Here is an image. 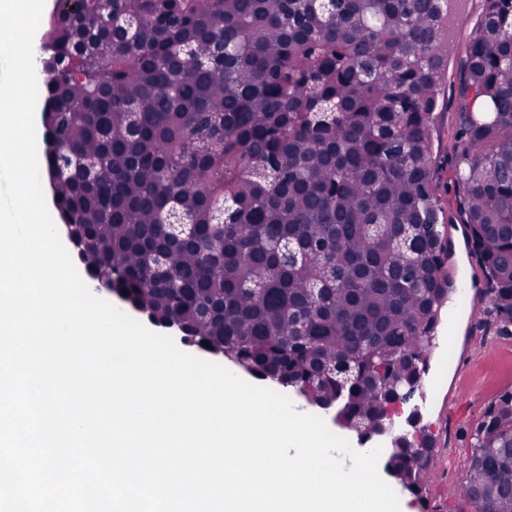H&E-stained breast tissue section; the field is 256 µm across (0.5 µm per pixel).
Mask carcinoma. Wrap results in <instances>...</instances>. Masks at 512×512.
Returning a JSON list of instances; mask_svg holds the SVG:
<instances>
[{
    "mask_svg": "<svg viewBox=\"0 0 512 512\" xmlns=\"http://www.w3.org/2000/svg\"><path fill=\"white\" fill-rule=\"evenodd\" d=\"M480 3L454 57L444 198L448 0H81L52 18L37 99L52 219L155 326L368 441L391 430L453 290L448 225L512 329V0ZM432 452L399 433L385 463L419 501ZM463 492L512 512V391L477 427ZM453 63L452 56L448 57V82L445 88L441 91L438 100V107L436 109V127L437 137L435 140V151L439 157L448 155L450 141L448 140V127L454 121V112L448 109V98L451 91V83L453 81L452 73Z\"/></svg>",
    "mask_w": 512,
    "mask_h": 512,
    "instance_id": "carcinoma-1",
    "label": "carcinoma"
}]
</instances>
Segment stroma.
Returning a JSON list of instances; mask_svg holds the SVG:
<instances>
[{
  "label": "stroma",
  "instance_id": "35a3bbf8",
  "mask_svg": "<svg viewBox=\"0 0 512 512\" xmlns=\"http://www.w3.org/2000/svg\"><path fill=\"white\" fill-rule=\"evenodd\" d=\"M489 318L484 295H451L413 397L434 443L426 494L435 512H472L462 485L473 434L487 407L512 390V335L483 333Z\"/></svg>",
  "mask_w": 512,
  "mask_h": 512
}]
</instances>
